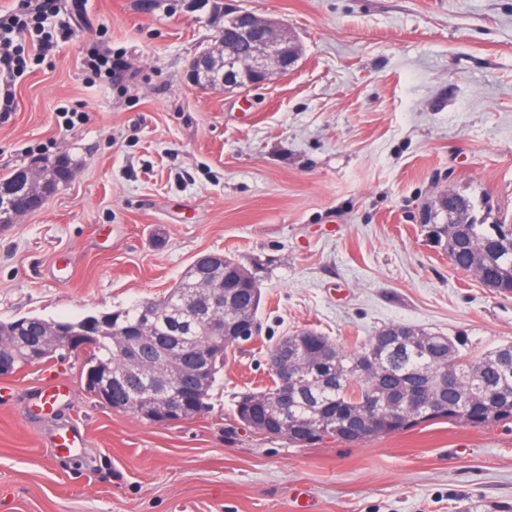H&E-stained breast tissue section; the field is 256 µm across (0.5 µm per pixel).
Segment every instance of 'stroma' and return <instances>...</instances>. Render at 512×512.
<instances>
[{
  "label": "stroma",
  "mask_w": 512,
  "mask_h": 512,
  "mask_svg": "<svg viewBox=\"0 0 512 512\" xmlns=\"http://www.w3.org/2000/svg\"><path fill=\"white\" fill-rule=\"evenodd\" d=\"M299 42L293 70L200 90L189 62L216 17L192 0H87L88 25L32 62L0 121V180L35 158L76 172L0 230V320H78L163 297L201 254L262 291L261 332L229 356L194 419L155 424L87 392L65 349L0 376V512H512V420L426 421L356 444L244 425L238 393L313 328L361 350L390 324L512 343V294L429 241L445 191L478 222L512 218V0H240ZM121 55L95 75V52ZM84 113L66 128L64 112ZM71 388L41 410L52 384ZM79 427L84 445L53 452ZM50 443L60 454L71 453L76 448H81L83 436L77 427H62L53 433Z\"/></svg>",
  "instance_id": "35a3bbf8"
}]
</instances>
